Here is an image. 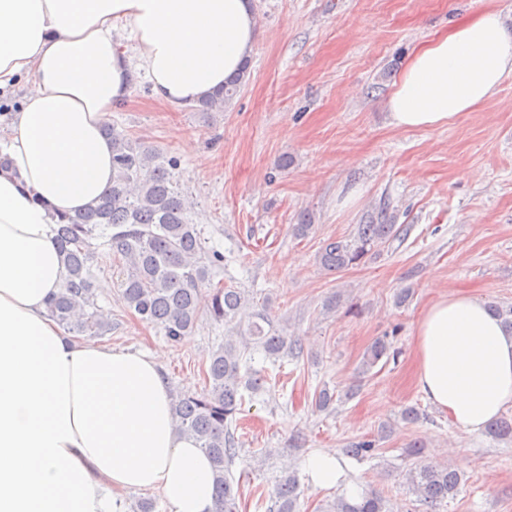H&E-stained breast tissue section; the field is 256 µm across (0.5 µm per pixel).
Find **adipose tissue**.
<instances>
[{
	"label": "adipose tissue",
	"mask_w": 512,
	"mask_h": 512,
	"mask_svg": "<svg viewBox=\"0 0 512 512\" xmlns=\"http://www.w3.org/2000/svg\"><path fill=\"white\" fill-rule=\"evenodd\" d=\"M251 0H0V89L25 88L0 170V512H213L211 463L174 424L158 356L69 336L47 311L68 272L52 212L112 184L108 115L144 78L177 108L223 86L256 36ZM131 48H123L122 38ZM512 73L497 7L414 53L387 100L402 129L447 125ZM415 384L468 434L512 407V333L486 301L443 294L416 330Z\"/></svg>",
	"instance_id": "ef3b65f1"
}]
</instances>
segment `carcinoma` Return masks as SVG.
I'll list each match as a JSON object with an SVG mask.
<instances>
[{
	"label": "carcinoma",
	"mask_w": 512,
	"mask_h": 512,
	"mask_svg": "<svg viewBox=\"0 0 512 512\" xmlns=\"http://www.w3.org/2000/svg\"><path fill=\"white\" fill-rule=\"evenodd\" d=\"M249 77L246 63L192 109L205 114L226 111ZM104 131L112 136V187L84 211L58 220L56 242L68 280L51 300L49 313L70 336L92 339L112 331V314L96 302L93 267L99 245L93 240L101 238L102 246L125 262L122 301L169 342L177 344L191 335L203 315L216 323L235 324L236 335L224 337L206 360L204 388L174 395L173 405L177 429L193 437L211 460L215 512H238L241 485L230 471L240 448L232 427L238 424L245 395L260 393L268 383L264 372L252 368V353L261 351L275 363L295 353L297 343L288 341L263 310L245 326L237 321L245 295L221 281L213 282L211 268L220 267L224 256L214 250L206 254L202 231L190 217L192 204L174 179L177 158L144 146L113 125H105ZM399 238L400 229L385 204L366 223L357 225L351 238L325 241L319 264L327 271H343ZM391 349L387 338L376 340L364 358L363 372L390 357ZM488 432L502 440L512 439V417H498ZM423 448L419 441L407 447V486L427 507L426 512H436L457 491L460 475L445 465L427 462ZM299 498L298 478L286 471L276 479L266 512H298ZM324 512H387V504L373 491L356 498L341 494Z\"/></svg>",
	"instance_id": "cac0c4a2"
}]
</instances>
